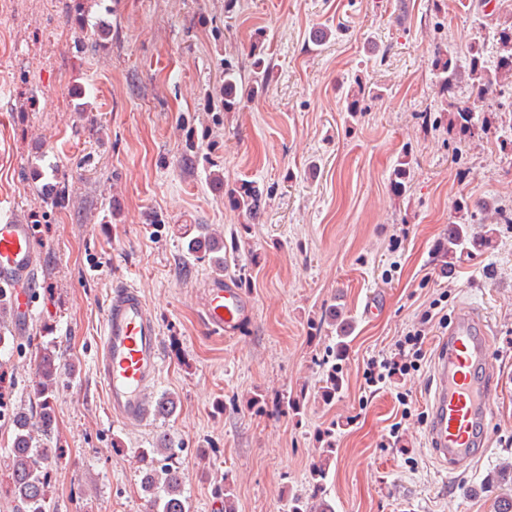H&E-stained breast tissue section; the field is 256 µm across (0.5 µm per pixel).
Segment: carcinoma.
Here are the masks:
<instances>
[{
  "instance_id": "cac0c4a2",
  "label": "carcinoma",
  "mask_w": 512,
  "mask_h": 512,
  "mask_svg": "<svg viewBox=\"0 0 512 512\" xmlns=\"http://www.w3.org/2000/svg\"><path fill=\"white\" fill-rule=\"evenodd\" d=\"M485 23L481 30L469 41L465 65H460L452 56L439 53L434 59L439 93L445 99L455 98L462 79H467L471 93L479 100L493 101L494 111L512 112V100L502 101L505 88H512V11L501 17L496 13L483 14ZM264 34H258L250 46L253 56L248 80H242L238 65L224 59V88L222 107L232 112L242 105L244 99L254 95L255 90L264 88L269 80L270 70L264 58ZM495 47L496 62L487 66L485 55L488 45ZM377 91L359 83L345 98L346 111L362 112L365 102L376 96ZM451 115L448 126L456 130L458 137L471 138L478 133L489 132L488 124L475 121L474 109L461 102L450 105ZM408 162L402 161L391 173L390 183L393 192L404 195L407 191ZM227 203L251 217L258 214L262 202V192L254 183L243 182L226 196ZM458 222L448 236L446 254L448 262H453L458 253L467 249L485 247L492 241L493 231L482 237L470 236L467 224L473 221L470 204L461 199L455 205ZM203 236H194L187 243V254L194 255L202 250L212 254V268L216 272L225 270L224 236L208 225H202ZM331 325L336 329L335 355L342 358L346 354L350 328L341 314H332ZM61 373L57 356L46 350L36 364L32 386L37 397L43 399L38 416L20 405L11 408L7 417L12 426V443L9 448V468L12 473L15 499L20 503V512H51V501L47 494L48 459L51 449L42 446L41 438L51 433L54 413L49 401L56 391ZM343 387V380L336 365L328 367L320 386V398L325 404L336 400ZM321 455L312 466L309 495L290 494L287 497V512H335L333 505L325 499L324 481L330 461L335 452L333 432L322 433ZM177 448L172 440L163 436L151 448H142L136 458L142 472L141 488L154 502L156 512H187L183 496L186 475L176 465Z\"/></svg>"
}]
</instances>
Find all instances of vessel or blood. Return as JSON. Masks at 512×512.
<instances>
[{"instance_id":"obj_1","label":"vessel or blood","mask_w":512,"mask_h":512,"mask_svg":"<svg viewBox=\"0 0 512 512\" xmlns=\"http://www.w3.org/2000/svg\"><path fill=\"white\" fill-rule=\"evenodd\" d=\"M38 264L31 224L16 218L0 222V288L9 289L18 323L33 308ZM251 303L236 281L212 276L204 290L203 322L207 331L236 330ZM160 329L136 285L127 282L112 293L103 317L97 372L109 415L121 422L147 419L146 390L160 369ZM498 379L482 313L457 309L442 339L434 368L429 446L450 469L469 465L487 446L486 422Z\"/></svg>"}]
</instances>
